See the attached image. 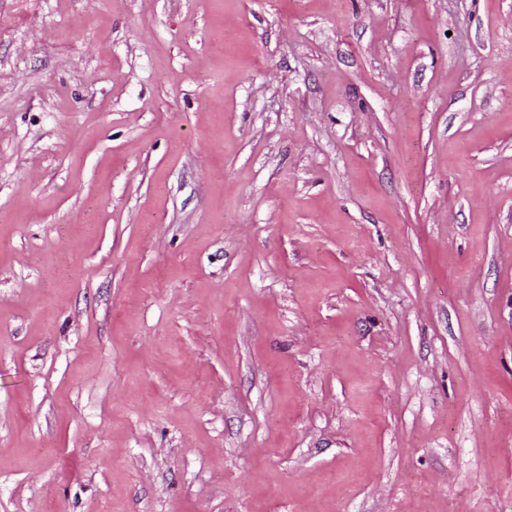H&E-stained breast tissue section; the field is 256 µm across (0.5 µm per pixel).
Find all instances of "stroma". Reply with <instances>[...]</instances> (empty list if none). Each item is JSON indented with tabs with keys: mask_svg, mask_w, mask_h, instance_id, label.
<instances>
[{
	"mask_svg": "<svg viewBox=\"0 0 512 512\" xmlns=\"http://www.w3.org/2000/svg\"><path fill=\"white\" fill-rule=\"evenodd\" d=\"M0 512H512V0H0Z\"/></svg>",
	"mask_w": 512,
	"mask_h": 512,
	"instance_id": "35a3bbf8",
	"label": "stroma"
}]
</instances>
